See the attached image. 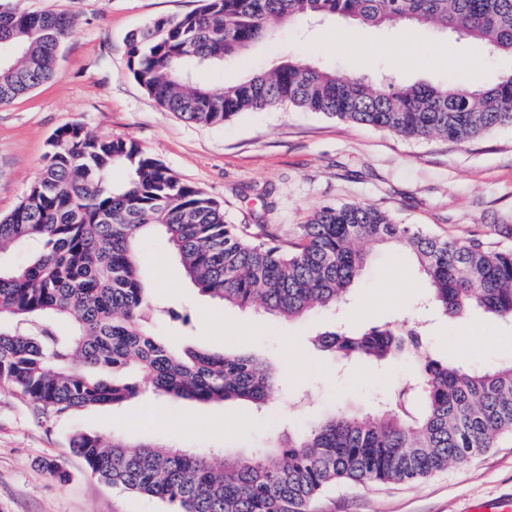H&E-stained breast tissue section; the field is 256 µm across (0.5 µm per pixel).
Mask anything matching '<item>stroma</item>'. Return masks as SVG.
Listing matches in <instances>:
<instances>
[{
	"mask_svg": "<svg viewBox=\"0 0 512 512\" xmlns=\"http://www.w3.org/2000/svg\"><path fill=\"white\" fill-rule=\"evenodd\" d=\"M15 11L51 10L72 18L73 35L58 54L51 80L0 106V215L12 212L38 175L48 141L75 122L96 135L130 137L182 181L220 202L228 223L250 225L260 239L297 240L300 227L325 206L371 204L398 223L419 224L441 238L477 237L512 249V127L466 142L411 139L316 112L283 108L246 112L221 126L186 122L164 111L134 80L126 37L159 17H180L200 0H0ZM277 46L257 47L227 59L223 68L199 69L213 92L268 68L288 55L348 77H387L395 83L474 87L512 70V58L481 42L432 25L363 28L338 19L308 28L281 26ZM430 57L413 66L409 54ZM472 59L452 69L447 59ZM145 279L159 308L189 314V324L166 322L157 331L179 345L246 351L278 366L281 382L269 406L239 401L200 403L161 398L145 389L129 401L88 406L50 417L23 396L0 389V512H166L158 500L113 487L93 475L70 450L75 431L150 440L177 448H221L254 453L270 434L313 424L332 410L375 411L390 390L416 375L408 359L377 365L318 350L314 335L329 328L357 331L384 322H417L434 357L493 367L512 360L483 330L512 336V323L474 310L442 316L424 275L404 252L371 248L370 261L347 301L302 320L244 312L203 296L184 276L166 238L147 236L141 248ZM169 282L157 286L159 271ZM162 403L163 417L143 408ZM191 424H180L184 411ZM62 465L59 481L46 467ZM512 498V437L462 466L404 483L339 484L323 493L316 512H469L481 502Z\"/></svg>",
	"mask_w": 512,
	"mask_h": 512,
	"instance_id": "35a3bbf8",
	"label": "stroma"
}]
</instances>
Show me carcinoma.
Instances as JSON below:
<instances>
[{
    "label": "carcinoma",
    "mask_w": 512,
    "mask_h": 512,
    "mask_svg": "<svg viewBox=\"0 0 512 512\" xmlns=\"http://www.w3.org/2000/svg\"><path fill=\"white\" fill-rule=\"evenodd\" d=\"M341 17L363 27L429 23L512 57V0H201L178 19L158 18L126 40L133 78L181 119L222 125L284 106L407 138L465 142L512 125V71L480 87L401 85L342 77L323 66L277 61L214 93L194 80L205 65L279 41L277 23ZM70 18L0 6V104L52 79ZM119 169L127 175L113 180ZM166 234L199 292L243 311L303 319L333 309L368 262L370 244L410 253L446 315L481 309L512 319V250L480 239H440L368 204L325 206L288 250L229 224L224 207L181 181L130 137L79 123L57 130L38 177L0 216V254L24 245L28 261L0 259V387L44 415L119 404L141 386L198 402L269 404L277 367L254 355L179 347L151 326L142 278L146 234ZM314 345L347 358L408 356L418 376L375 412L337 410L254 454L215 456L77 431L74 452L104 482L166 504L170 512H314L328 488L412 481L463 464L512 434V361L477 369L438 360L414 325L327 330ZM112 371L111 380L94 375Z\"/></svg>",
    "instance_id": "cac0c4a2"
}]
</instances>
